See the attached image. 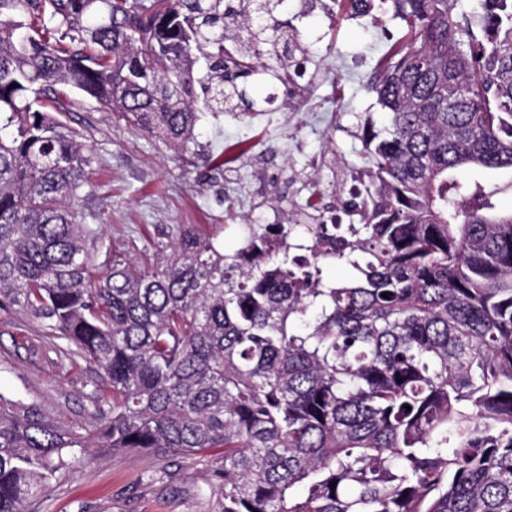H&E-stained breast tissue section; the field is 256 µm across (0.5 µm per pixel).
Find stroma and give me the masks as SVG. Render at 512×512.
I'll list each match as a JSON object with an SVG mask.
<instances>
[{
	"instance_id": "obj_1",
	"label": "stroma",
	"mask_w": 512,
	"mask_h": 512,
	"mask_svg": "<svg viewBox=\"0 0 512 512\" xmlns=\"http://www.w3.org/2000/svg\"><path fill=\"white\" fill-rule=\"evenodd\" d=\"M299 12L297 0H280L278 20L302 36L310 68L316 69L312 111L287 104L288 92L266 72L249 80L250 95L263 105L272 95L282 104L267 128L243 131L207 114L197 125L193 152L173 154L162 141L134 131L90 98H77L67 124L80 130L95 153L92 195L81 208L104 244L125 251L149 248L174 224L211 232L216 224L271 222L282 203L303 205L294 183L322 189L334 198L346 173L365 170L356 117L380 114L365 85L378 60L402 34L391 11L337 15L334 0H312ZM249 137V156L267 175L244 179L228 190L223 176L204 179L208 153L236 147ZM0 394L36 405L64 428L84 430L97 404L92 373L69 361L55 340L13 308L0 309ZM220 457L165 456L96 449L80 467L63 471L50 488L30 498L26 512H220L213 472Z\"/></svg>"
}]
</instances>
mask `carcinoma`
<instances>
[{
  "mask_svg": "<svg viewBox=\"0 0 512 512\" xmlns=\"http://www.w3.org/2000/svg\"><path fill=\"white\" fill-rule=\"evenodd\" d=\"M277 5L0 0V307L66 341L102 403L80 432L0 397V512L99 443L222 449L221 512H512V176L477 177L512 173V0H390L406 29L367 82L384 121L359 125L349 223L314 194L233 250L181 224L141 255L83 222L72 94L187 153L198 104L254 111L245 58L290 69ZM336 262L355 274L326 280Z\"/></svg>",
  "mask_w": 512,
  "mask_h": 512,
  "instance_id": "carcinoma-1",
  "label": "carcinoma"
}]
</instances>
